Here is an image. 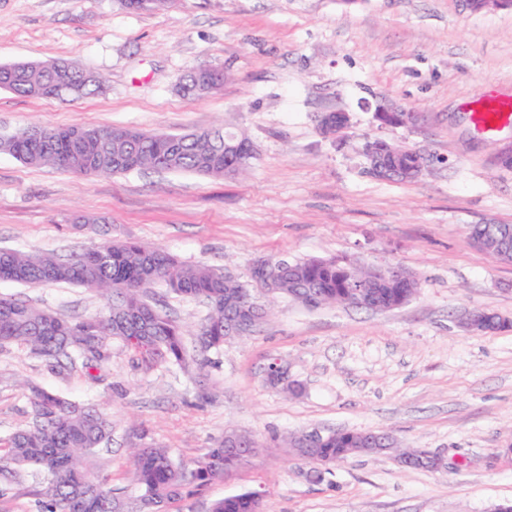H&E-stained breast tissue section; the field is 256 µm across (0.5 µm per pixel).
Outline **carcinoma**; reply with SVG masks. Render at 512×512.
Instances as JSON below:
<instances>
[{
    "label": "carcinoma",
    "instance_id": "cac0c4a2",
    "mask_svg": "<svg viewBox=\"0 0 512 512\" xmlns=\"http://www.w3.org/2000/svg\"><path fill=\"white\" fill-rule=\"evenodd\" d=\"M130 10H154L170 0H120ZM224 70L196 74L187 96L204 98L219 90ZM104 79L71 62L28 61L0 65V88L24 97L79 99L102 90ZM248 137L221 129H199L185 134H144L130 128L27 125L0 136V153L33 167H57L83 175H114L155 169L191 172L214 178L243 174L253 156L244 154L235 167L224 169L235 145ZM383 163L392 170L389 181L402 182V169L419 167L431 158L405 148L385 153ZM512 239V224H474L473 242L489 243L496 237ZM269 275L281 282V293L309 308L343 304L364 307L355 283L369 281V267L347 259L272 260ZM0 282L23 285L67 283L97 292L104 308L95 314L69 319L26 300L0 295V348L18 346L41 357L50 367L91 371L112 359V342H122L138 367L151 371L177 367L196 384V399L207 403L212 394L199 362L186 351L183 327L149 302L158 284L177 296L202 299L209 313L194 333L208 350L223 348L232 327L243 316L255 333L266 316L246 285L224 277L203 264L178 261L163 248L140 242L93 244L66 257L0 249ZM27 422L0 438V478L9 484L29 472L44 473L37 491V512H123V502L90 466V457L112 437V421L96 405L72 401L28 381ZM346 433L332 432L315 445L312 458L331 467L360 454L345 442ZM247 460L241 448H226L216 441L208 452L190 462L175 461L162 445L143 443L132 455L133 480L140 490L145 512H174L209 481ZM211 512H263V502L244 491L212 504Z\"/></svg>",
    "mask_w": 512,
    "mask_h": 512
}]
</instances>
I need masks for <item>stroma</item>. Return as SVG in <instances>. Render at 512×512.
<instances>
[{"label": "stroma", "instance_id": "stroma-1", "mask_svg": "<svg viewBox=\"0 0 512 512\" xmlns=\"http://www.w3.org/2000/svg\"><path fill=\"white\" fill-rule=\"evenodd\" d=\"M66 59L101 74L103 93L76 101L23 98L0 89V134L28 124L133 127L146 133L224 128L256 148L238 177L140 170L111 177L30 167L0 153V249L67 256L99 242L74 216L108 217L112 238L165 248L251 281L260 260L346 257L397 262L420 282L392 310L309 309L275 299L244 339L227 341L206 368L215 397L197 404L190 377L141 370L112 346L106 381L61 372L40 357L0 348V437L26 420L22 381L97 404L112 439L95 471L136 508L131 446L203 456L225 431L260 439L247 465L181 505L209 512L246 489L265 512H492L512 503V327L467 332V311L512 320V264L474 246L469 228L512 224V125L478 131L474 102L512 98V9L478 12L462 0H172L130 11L119 0H0V64ZM228 72L223 89L197 99L178 89L200 66ZM418 115L378 127L380 97ZM345 112L343 141L318 118ZM433 156L420 180L392 183L363 172L372 138ZM68 317L99 312L93 291L67 284L0 285ZM279 362L301 390L266 384ZM120 393H113V386ZM384 430L404 448L464 457L456 471L405 470L393 455H359L315 481L295 457L300 432Z\"/></svg>", "mask_w": 512, "mask_h": 512}]
</instances>
